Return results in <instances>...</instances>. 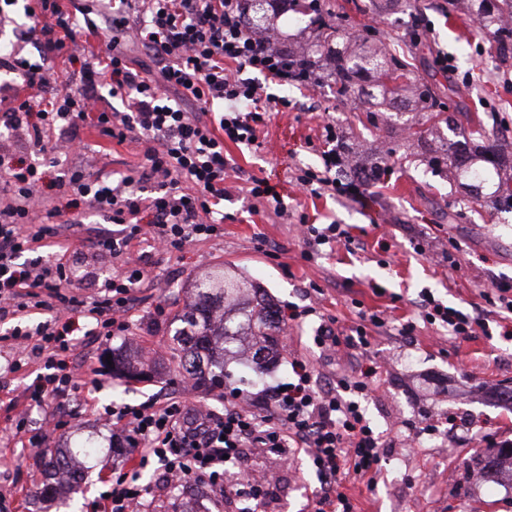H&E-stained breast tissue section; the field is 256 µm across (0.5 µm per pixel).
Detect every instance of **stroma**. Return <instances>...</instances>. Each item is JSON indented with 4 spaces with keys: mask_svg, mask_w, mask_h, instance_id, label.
<instances>
[{
    "mask_svg": "<svg viewBox=\"0 0 512 512\" xmlns=\"http://www.w3.org/2000/svg\"><path fill=\"white\" fill-rule=\"evenodd\" d=\"M323 8L343 14L348 29L364 39L408 57L418 74L438 85L450 111L479 115L488 127L512 141V57L498 56L491 36L464 11L444 12L439 0H321ZM448 56V70L436 64ZM267 93L288 99L291 108L269 112L255 146L225 143L224 151L238 173L233 195L225 202L224 235L197 241L181 252L146 257V274L135 290L137 307L126 331L97 340L87 339L77 359L98 367V382L83 378L67 396L31 405L24 391L40 372L32 362L14 368L16 355L0 340V512H90L102 492L111 490L112 473L121 466L112 451V426L104 408L113 403L147 405L161 393L178 395L186 375L172 355L175 319L190 301L188 285L205 271L230 267L260 283L279 306H313L317 315L279 336L278 361L267 374L255 375L249 364H228L231 381L196 389L195 398L214 410L224 407L232 387L241 390L243 404H252L267 386L287 382L288 362L310 361L318 385L352 370L360 354L317 348L314 338L320 317L335 318L336 330L350 333L360 312H385L388 322L372 331L375 358L388 362L377 379L376 393L365 398L368 418L380 433L386 463L375 479L345 478L343 490L356 512H512V478L487 477L478 457L501 442H512V404L497 392L512 387V321L482 298L491 281L512 282V212H500L474 202L450 184L447 172H432L424 160L426 146L399 141L362 125L349 104L337 100L332 85L311 88L291 81L267 82ZM336 130L337 143L358 148L355 161L339 171L354 179L370 167L380 151L393 156L383 180L369 184L362 197H313L300 192L296 177L304 169L323 167L329 145L325 125ZM144 141L117 143L84 134L76 152L47 168L45 207L58 205L55 180L62 169L80 165L95 173L127 174L143 162ZM277 187L288 215L252 212L251 177ZM76 220V235L84 247L74 260L77 293L90 296L98 283L121 270V259L98 253L91 242L105 225L99 215L81 207L63 211L58 223ZM331 222L346 225L351 241L326 256L303 260L305 248L296 227ZM264 238L271 253L255 248ZM431 291L445 304L481 312L485 331L462 341L446 329L419 320L415 302ZM163 313H156V306ZM412 334H404L406 323ZM124 351L144 364V375L117 374L107 356ZM51 413L64 414L69 430L51 436L44 447H30L15 438V426H40ZM433 419L434 433L423 434L415 448L404 437L422 418ZM90 440L96 451L83 458L81 487L46 500L41 489L52 483L45 467L50 453ZM249 467L264 473L269 494L264 512H313L320 480L305 455L284 468L278 456L255 452ZM236 467L224 472V495L215 498L194 484L176 489L162 485L158 474L143 473L151 492L143 512H238Z\"/></svg>",
    "mask_w": 512,
    "mask_h": 512,
    "instance_id": "35a3bbf8",
    "label": "stroma"
}]
</instances>
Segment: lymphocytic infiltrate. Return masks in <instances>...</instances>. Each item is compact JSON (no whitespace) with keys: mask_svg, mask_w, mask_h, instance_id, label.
I'll return each mask as SVG.
<instances>
[{"mask_svg":"<svg viewBox=\"0 0 512 512\" xmlns=\"http://www.w3.org/2000/svg\"><path fill=\"white\" fill-rule=\"evenodd\" d=\"M100 5V24L111 25L112 44L105 55L85 61L78 81L45 97V67L15 57L7 66L23 70L24 88L0 85V103L7 105L0 115L7 128L29 136L39 155L10 166L8 181L0 184V322L14 323L4 335L12 349L42 361L46 369L25 390L26 399L37 404L77 387L70 354L78 346L79 317L95 320L96 336L112 327L125 330L145 249L181 251L223 236L220 206L229 195L230 167L225 141L253 144L266 112L288 109L287 99L266 98L260 82L264 76L287 79L288 57L270 38L245 26L244 0H100ZM26 13L33 23L20 37L36 42L44 59L80 53L74 38L80 21L60 0H37ZM129 42L153 56L158 76L134 68L124 50ZM116 98L123 110L113 108ZM61 126L120 143L138 137L146 142L145 162L136 175L116 181L111 174L92 175L74 166L57 181L68 205L85 203L112 224V231L99 234L93 245L126 265L91 300L66 288L69 254L48 263L24 258L60 234L41 214V183L45 167L66 149L54 135ZM335 167V153H325L322 170L304 171L297 182L316 196L361 197L362 184L337 183ZM149 184L155 190L147 196L143 189ZM35 309L52 317L32 328L27 320ZM418 309L423 322L446 328L457 339L475 336L482 325L478 317L443 305L428 292ZM383 323L380 313L363 315L348 336L323 324L314 341L321 348L347 347L365 356L372 345L369 327ZM289 366L291 381L250 406L228 398L223 411L215 412L171 397L113 408L112 445L127 449L128 456L95 512H140L148 493L140 479L148 470L162 471L170 481L203 480L214 494H223L227 464H242L253 448L285 458L304 452L322 483L314 512H355L342 490L344 479L376 474L385 459L380 435L360 404L380 366L373 361L359 365L323 388L316 385L308 360L295 358Z\"/></svg>","mask_w":512,"mask_h":512,"instance_id":"obj_1","label":"lymphocytic infiltrate"}]
</instances>
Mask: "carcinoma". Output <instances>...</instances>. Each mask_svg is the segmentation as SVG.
<instances>
[{
    "label": "carcinoma",
    "mask_w": 512,
    "mask_h": 512,
    "mask_svg": "<svg viewBox=\"0 0 512 512\" xmlns=\"http://www.w3.org/2000/svg\"><path fill=\"white\" fill-rule=\"evenodd\" d=\"M479 26L493 38L499 54H512V0H463ZM300 13L313 12L316 32L313 47L288 48V65L298 70L300 82L315 74L323 76L322 62H336L334 81L336 97L354 103V109L367 113L370 124L392 133L393 114L389 108L400 97L408 95L419 112H434L438 124L431 133L446 128L453 138H444L438 150L428 152L429 167H444L454 180L476 202L490 203L512 210V144L486 132L482 125L465 127L458 124L455 113H445L440 92L418 81L399 58L381 47L351 48L357 36L326 21L320 9L309 0H288ZM367 77L371 89L362 99L356 95V80ZM197 300L179 316L180 327L173 341L179 352V366L202 385L224 383V361L214 358V351L224 357L237 354L238 342L251 337L257 353L269 362L276 352V339L281 330L279 309L258 283L248 281L228 270L216 269L208 279L195 283ZM512 464V445L492 450L480 458L482 469L494 474L503 462Z\"/></svg>",
    "instance_id": "obj_1"
}]
</instances>
